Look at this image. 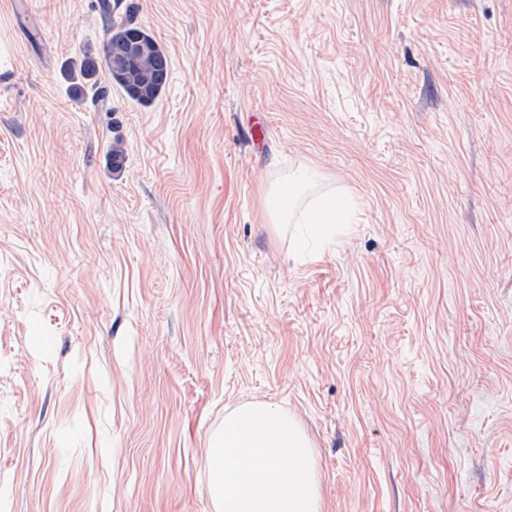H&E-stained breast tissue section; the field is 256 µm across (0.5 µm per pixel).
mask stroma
I'll use <instances>...</instances> for the list:
<instances>
[{
	"label": "stroma",
	"instance_id": "stroma-1",
	"mask_svg": "<svg viewBox=\"0 0 512 512\" xmlns=\"http://www.w3.org/2000/svg\"><path fill=\"white\" fill-rule=\"evenodd\" d=\"M110 1L151 106L68 91L103 0H0V512H214L247 403L323 512H512V0ZM296 177L346 235L270 223Z\"/></svg>",
	"mask_w": 512,
	"mask_h": 512
}]
</instances>
